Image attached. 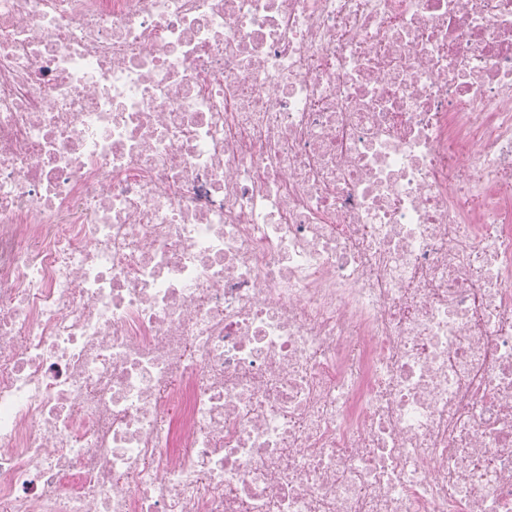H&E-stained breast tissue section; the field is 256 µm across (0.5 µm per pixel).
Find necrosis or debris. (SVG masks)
I'll use <instances>...</instances> for the list:
<instances>
[{
	"mask_svg": "<svg viewBox=\"0 0 512 512\" xmlns=\"http://www.w3.org/2000/svg\"><path fill=\"white\" fill-rule=\"evenodd\" d=\"M0 512H512V0H0Z\"/></svg>",
	"mask_w": 512,
	"mask_h": 512,
	"instance_id": "4bbe7bcc",
	"label": "necrosis or debris"
}]
</instances>
